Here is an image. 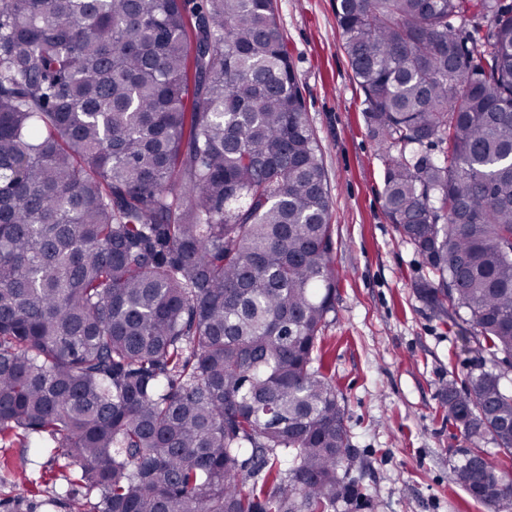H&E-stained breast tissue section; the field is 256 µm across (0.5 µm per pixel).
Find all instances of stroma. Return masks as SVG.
Wrapping results in <instances>:
<instances>
[{"label":"stroma","mask_w":512,"mask_h":512,"mask_svg":"<svg viewBox=\"0 0 512 512\" xmlns=\"http://www.w3.org/2000/svg\"><path fill=\"white\" fill-rule=\"evenodd\" d=\"M327 172L336 302L323 351L345 408L358 494L336 512H497L453 480L463 454L512 476V454L448 419L441 385L479 363L473 339L417 292L426 272L391 224L382 150L342 49L336 0H274ZM50 449L0 447V512H77L80 484Z\"/></svg>","instance_id":"stroma-1"}]
</instances>
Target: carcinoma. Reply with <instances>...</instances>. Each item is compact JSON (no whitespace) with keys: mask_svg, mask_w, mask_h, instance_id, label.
Segmentation results:
<instances>
[{"mask_svg":"<svg viewBox=\"0 0 512 512\" xmlns=\"http://www.w3.org/2000/svg\"><path fill=\"white\" fill-rule=\"evenodd\" d=\"M336 17L426 299L512 360V7ZM330 220L273 0H0V446L48 438L90 512H336ZM503 379L442 400L512 454ZM478 460L455 483L511 502Z\"/></svg>","mask_w":512,"mask_h":512,"instance_id":"obj_1","label":"carcinoma"}]
</instances>
